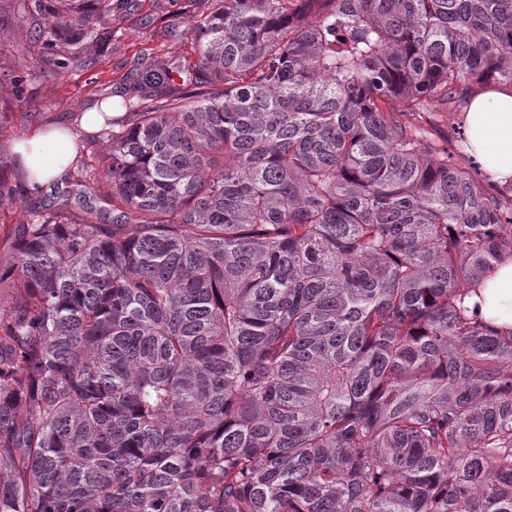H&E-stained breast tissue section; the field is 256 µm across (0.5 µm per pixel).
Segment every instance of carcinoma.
Masks as SVG:
<instances>
[{"label":"carcinoma","mask_w":512,"mask_h":512,"mask_svg":"<svg viewBox=\"0 0 512 512\" xmlns=\"http://www.w3.org/2000/svg\"><path fill=\"white\" fill-rule=\"evenodd\" d=\"M34 8L50 71L112 40V0ZM190 33L0 238V512H512V329L465 305L512 188L433 120L512 86V0Z\"/></svg>","instance_id":"1"}]
</instances>
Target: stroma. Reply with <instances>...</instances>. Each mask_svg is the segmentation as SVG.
<instances>
[{"instance_id": "obj_1", "label": "stroma", "mask_w": 512, "mask_h": 512, "mask_svg": "<svg viewBox=\"0 0 512 512\" xmlns=\"http://www.w3.org/2000/svg\"><path fill=\"white\" fill-rule=\"evenodd\" d=\"M203 0H132L112 13L111 43L92 48L91 69L47 75L40 45L29 42L31 0H0V159L15 158L12 144L41 127L64 122L79 130L87 104L131 91L141 65L169 56L195 59L188 33Z\"/></svg>"}]
</instances>
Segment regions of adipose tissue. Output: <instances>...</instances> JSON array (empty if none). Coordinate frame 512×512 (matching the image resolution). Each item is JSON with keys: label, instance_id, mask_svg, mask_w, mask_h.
<instances>
[{"label": "adipose tissue", "instance_id": "ef3b65f1", "mask_svg": "<svg viewBox=\"0 0 512 512\" xmlns=\"http://www.w3.org/2000/svg\"><path fill=\"white\" fill-rule=\"evenodd\" d=\"M466 109L464 153L473 158L493 182L504 187L511 185L512 88L502 86L472 93ZM13 150L32 169L26 182L32 192L62 178L79 156L76 135L62 124L36 130L15 141ZM470 302L478 306L481 316L492 325L512 328V257L498 264Z\"/></svg>", "mask_w": 512, "mask_h": 512}]
</instances>
